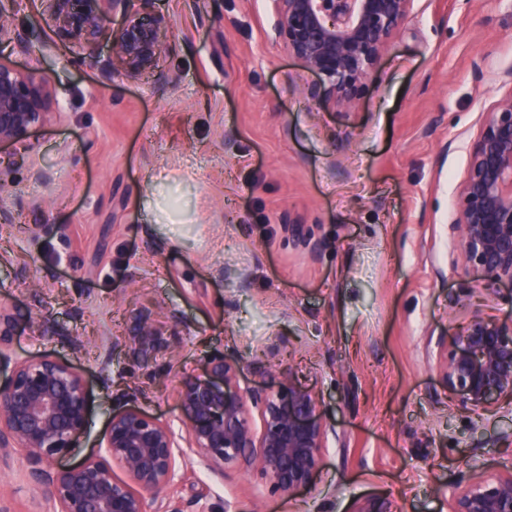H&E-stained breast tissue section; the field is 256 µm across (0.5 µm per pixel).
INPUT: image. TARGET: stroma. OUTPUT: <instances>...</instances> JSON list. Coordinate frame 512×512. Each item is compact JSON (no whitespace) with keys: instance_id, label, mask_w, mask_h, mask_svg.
Returning <instances> with one entry per match:
<instances>
[{"instance_id":"obj_1","label":"stroma","mask_w":512,"mask_h":512,"mask_svg":"<svg viewBox=\"0 0 512 512\" xmlns=\"http://www.w3.org/2000/svg\"><path fill=\"white\" fill-rule=\"evenodd\" d=\"M155 7L174 23L165 86L100 82L40 0L13 16L33 44L17 65L39 69L61 109L0 191L13 215L0 286L20 320L14 354L68 361L86 381L88 425L58 466L96 452L120 406L181 424L179 378L205 376L221 352L241 386L288 377L310 391L335 432L294 495L256 467L188 460L191 477L167 494L200 496L205 512H355L373 497L448 512L449 487L512 470V398L459 409L437 346L474 310L512 318V291L484 299L448 234L480 114L512 66V0H433L350 111L311 98L312 76L265 41L263 0ZM32 165L49 182L32 181ZM145 308L169 344L147 365L124 346ZM27 469L19 450L0 471L10 512H52Z\"/></svg>"}]
</instances>
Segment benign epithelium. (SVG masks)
<instances>
[{"label": "benign epithelium", "mask_w": 512, "mask_h": 512, "mask_svg": "<svg viewBox=\"0 0 512 512\" xmlns=\"http://www.w3.org/2000/svg\"><path fill=\"white\" fill-rule=\"evenodd\" d=\"M17 0H0V43L25 53L27 34L13 28ZM420 0H267L274 23L270 42L297 58L315 76L310 95L351 109L364 97ZM56 37L78 45L102 81L116 75L137 80L153 72L169 44L170 17L154 0H41ZM121 17L106 35L108 15ZM106 51H101L102 47ZM500 93L482 113L467 168L457 190L448 230L457 243L453 261L483 276L489 297L512 287V66L499 76ZM59 100L36 69L0 56V150L28 149L34 131L57 113ZM16 329L10 294L0 289V364L11 365L0 382V467L15 450L27 453L30 487L54 512H186L157 495L186 466L187 452L210 470L256 466L275 490L290 495L308 488L334 431L317 414V400L293 381L267 391L240 386L241 367L212 355L204 378L186 376L178 386L182 428L133 406L112 412L103 451L57 469L88 423L89 400L82 374L51 356L14 358ZM151 313L141 311L125 344L147 364L167 343ZM448 391L462 410L487 408L512 395V320L476 310L452 341L443 365ZM261 427L255 428L253 412ZM156 496L147 499L145 493ZM356 512H394L380 498ZM448 512H512V470L465 487L448 489Z\"/></svg>", "instance_id": "1"}]
</instances>
